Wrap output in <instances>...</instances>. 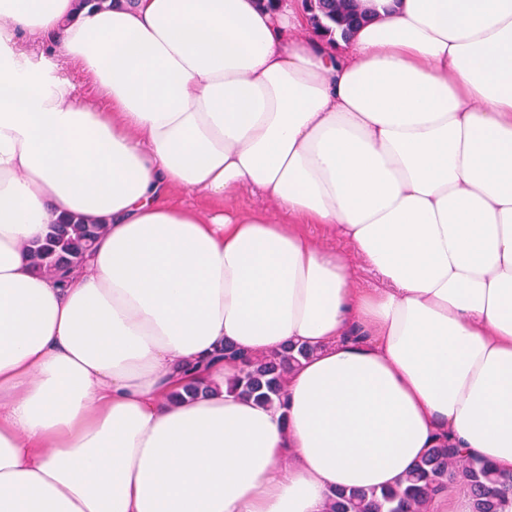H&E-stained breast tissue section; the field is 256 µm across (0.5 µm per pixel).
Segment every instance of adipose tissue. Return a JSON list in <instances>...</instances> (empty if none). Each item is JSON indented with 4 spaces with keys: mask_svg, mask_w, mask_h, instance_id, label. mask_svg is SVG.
<instances>
[{
    "mask_svg": "<svg viewBox=\"0 0 512 512\" xmlns=\"http://www.w3.org/2000/svg\"><path fill=\"white\" fill-rule=\"evenodd\" d=\"M359 2L332 44L288 0H0V512H324L443 443L512 471V0ZM70 216L107 229L60 281L27 246ZM227 343L313 353L270 408ZM34 49L38 52V54H43V56L50 63L57 64L62 68L61 72L75 85L76 93L79 96L83 98H89L87 89L84 85L82 74L78 66L73 63H65L60 55L58 48L54 44L46 41L45 43L35 45Z\"/></svg>",
    "mask_w": 512,
    "mask_h": 512,
    "instance_id": "ef3b65f1",
    "label": "adipose tissue"
}]
</instances>
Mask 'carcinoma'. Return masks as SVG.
I'll list each match as a JSON object with an SVG mask.
<instances>
[{"instance_id":"1","label":"carcinoma","mask_w":512,"mask_h":512,"mask_svg":"<svg viewBox=\"0 0 512 512\" xmlns=\"http://www.w3.org/2000/svg\"><path fill=\"white\" fill-rule=\"evenodd\" d=\"M341 11L332 8L312 18L315 29L326 35L340 32L349 40L357 30L352 18L364 16L356 0H345ZM105 225L84 218L54 224L44 239L29 246L33 266L53 277L78 266L88 247ZM310 354L304 347L288 346L270 355H246L224 345L226 359L241 362L240 372L228 382L229 389L270 406H284L283 378L286 372ZM456 484L472 497V512H512V472L491 467L458 448H433L393 488L338 489L330 494L326 512H429L433 496Z\"/></svg>"}]
</instances>
